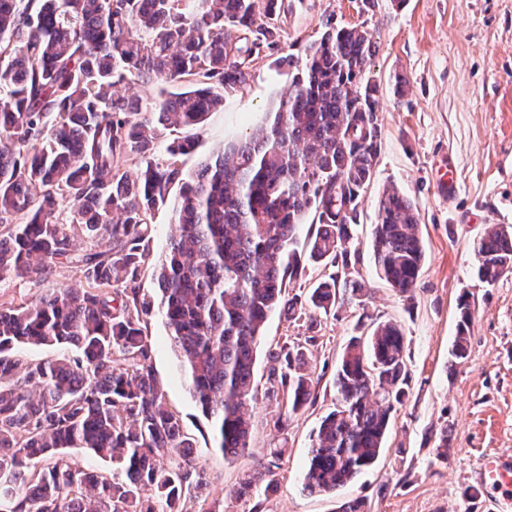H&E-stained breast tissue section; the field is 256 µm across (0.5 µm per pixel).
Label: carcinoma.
<instances>
[{
  "label": "carcinoma",
  "instance_id": "cac0c4a2",
  "mask_svg": "<svg viewBox=\"0 0 512 512\" xmlns=\"http://www.w3.org/2000/svg\"><path fill=\"white\" fill-rule=\"evenodd\" d=\"M292 11L285 0H0V276H47L64 264L86 280L0 310V512H186V497L210 498L150 363L143 324L154 308L215 447L231 459L250 448L247 405L270 314L304 319L312 332L321 313L365 306L371 288L339 270L380 149L378 87L363 78L376 42L328 19L303 58L281 56ZM271 57L292 71L271 120L185 174L179 158L206 116ZM139 84L158 87L151 103L121 93ZM161 128L181 136L157 158ZM176 184L178 232L158 261L156 303L138 279L153 211ZM310 212L317 229L303 251ZM473 250L481 282L512 274V227L489 225ZM372 254L377 276L411 296L426 253L418 209L394 188L379 197ZM310 264L330 272L286 296V281ZM458 309L456 361L467 357L471 319L466 300ZM26 344L77 355L23 360L15 349ZM307 351L268 352L277 363L268 395L286 393L290 416L317 397ZM409 381L399 324L372 323L349 340L336 407L310 436L303 490L334 494L376 464ZM70 448L112 461L121 477L85 469ZM282 452L236 496L274 490Z\"/></svg>",
  "mask_w": 512,
  "mask_h": 512
}]
</instances>
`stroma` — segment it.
<instances>
[{
  "mask_svg": "<svg viewBox=\"0 0 512 512\" xmlns=\"http://www.w3.org/2000/svg\"><path fill=\"white\" fill-rule=\"evenodd\" d=\"M358 26L378 48L364 77L379 88L382 139L375 178L361 205L360 222L349 247V270L369 282L370 321L402 325L411 372L409 396L399 408L378 464L337 494L301 490L310 435L336 405V361L349 337L365 333L350 307L322 319L312 349L320 383L317 399L288 421L284 432L273 423L284 400L267 396L271 367L265 352L255 370L256 398L249 405V449L225 459L214 446L211 424L191 397L185 372L169 341L161 312L144 326L152 345L151 364L168 407L180 418L195 456L214 487L208 512H336L340 500L362 497L369 512H472L468 489L484 455L512 459V275L488 285L473 271V243L488 225L512 226V0H378L364 10L361 0H299L287 16L289 41L319 38L322 23ZM408 81L396 96V77ZM291 78L270 60L258 62L250 87L224 99L209 113L191 154L182 158L190 172L228 142L264 122L287 92ZM452 172L447 189L440 174ZM395 187L416 204L426 260L413 300L381 281L372 259L377 200ZM173 202L151 219L152 261L144 266L142 293L157 295L154 262L176 232ZM57 284L84 286L82 272L61 266L46 278L0 277V303L31 302ZM467 300L472 314L468 357L452 363L457 305ZM448 431V456H437L436 435ZM278 462L276 493L254 491L230 497L241 478L273 449Z\"/></svg>",
  "mask_w": 512,
  "mask_h": 512,
  "instance_id": "35a3bbf8",
  "label": "stroma"
}]
</instances>
